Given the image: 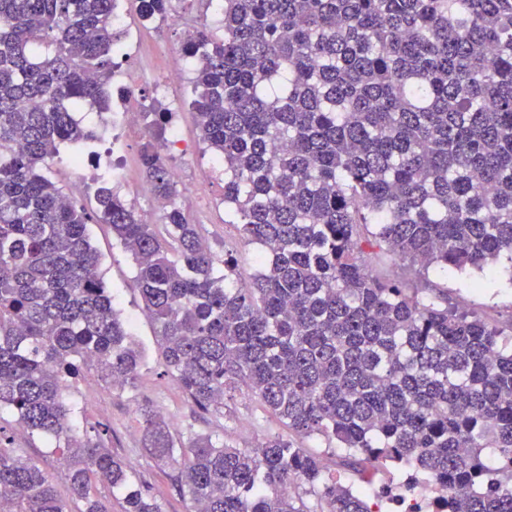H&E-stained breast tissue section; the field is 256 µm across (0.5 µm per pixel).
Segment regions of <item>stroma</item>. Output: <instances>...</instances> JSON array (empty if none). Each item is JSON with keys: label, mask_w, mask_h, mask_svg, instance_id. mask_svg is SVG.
I'll return each instance as SVG.
<instances>
[{"label": "stroma", "mask_w": 512, "mask_h": 512, "mask_svg": "<svg viewBox=\"0 0 512 512\" xmlns=\"http://www.w3.org/2000/svg\"><path fill=\"white\" fill-rule=\"evenodd\" d=\"M123 11L130 35L139 42L137 52L123 60V69L133 77L146 69L157 75L164 73L168 61L157 55L155 49L181 45L180 30L158 21L144 23L139 16L138 0H124ZM191 88V82H183L170 90L168 97L162 98L146 84L132 105L146 112L155 106L171 111L173 123L181 130L184 150L180 153L167 152L166 158L170 165L183 168L186 180L176 202L188 221L199 225L202 236L216 256L232 252L240 272L246 276L258 268L260 250L257 245L247 242L239 225L224 221V169L201 141L196 115L186 104ZM149 140L145 125L125 129V179L119 192L161 234L165 231L164 212L156 206L141 165V153ZM97 148L94 142L63 145L47 171L63 192L73 193L77 204L90 211L95 208L96 187L91 184L82 191L72 192L69 162L73 155L86 158ZM89 233L91 244L101 257L100 271L112 292L113 304L129 322L148 359L134 390L112 389L99 381L95 374H87L73 394L77 414L72 426L78 433L97 424L106 426V445L128 462L134 478L162 503L165 512H189L190 504L173 489L169 468L154 460L143 447L137 411L145 405L160 410L173 435L183 441L208 433L236 447L250 448L267 437L279 436L291 441L295 447L321 456L329 472L344 484L358 488L365 482L389 484L403 479V472L393 467H370L362 475L349 470L343 464L346 449L335 447L324 437L288 428L246 392L225 397L223 414L199 410L165 372L157 344V326L143 310L132 258L115 240L108 225L90 224ZM368 262L373 273L402 281L407 287L422 293L447 298L449 304L474 312L503 331L512 330V285L498 275L483 273L481 287L474 288L452 270L418 276L405 262L383 250L369 254ZM0 426L8 430L16 454L33 458L48 474H56L57 454L52 453L43 439L29 436L19 427L12 412L0 410Z\"/></svg>", "instance_id": "1"}]
</instances>
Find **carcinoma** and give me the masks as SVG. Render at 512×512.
<instances>
[{
  "label": "carcinoma",
  "instance_id": "obj_1",
  "mask_svg": "<svg viewBox=\"0 0 512 512\" xmlns=\"http://www.w3.org/2000/svg\"><path fill=\"white\" fill-rule=\"evenodd\" d=\"M115 0H0V407L55 444L61 469L8 448L0 512H163L105 447L68 425L93 370L136 387L143 353L112 304L94 218L136 266L170 376L219 411L242 388L289 428L448 488L445 512H512V340L494 324L369 271L385 249L423 274L492 269L512 281V0H224L221 27L185 42L189 105L224 159V223L263 248L237 286L155 149L170 120L144 112L142 166L167 237L101 178L98 210L45 173L96 131L73 116L112 103ZM172 0H139L152 21ZM145 450L173 469L192 512H377L324 459L277 436L237 448L186 443L139 408Z\"/></svg>",
  "mask_w": 512,
  "mask_h": 512
}]
</instances>
